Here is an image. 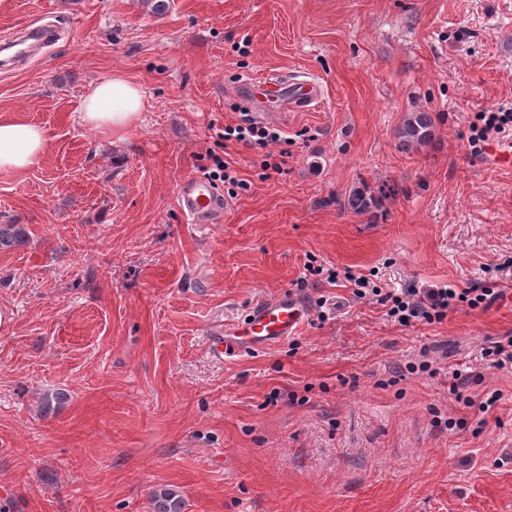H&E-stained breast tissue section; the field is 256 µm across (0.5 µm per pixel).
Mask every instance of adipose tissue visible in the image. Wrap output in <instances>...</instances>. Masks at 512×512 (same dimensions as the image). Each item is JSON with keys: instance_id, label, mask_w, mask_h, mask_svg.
<instances>
[{"instance_id": "adipose-tissue-1", "label": "adipose tissue", "mask_w": 512, "mask_h": 512, "mask_svg": "<svg viewBox=\"0 0 512 512\" xmlns=\"http://www.w3.org/2000/svg\"><path fill=\"white\" fill-rule=\"evenodd\" d=\"M147 99L140 85L115 74L97 84L82 104L83 122L96 130L120 132L141 112ZM45 129L35 123L0 122V171L22 172L47 150Z\"/></svg>"}]
</instances>
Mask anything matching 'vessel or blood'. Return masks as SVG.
Instances as JSON below:
<instances>
[{
    "label": "vessel or blood",
    "mask_w": 512,
    "mask_h": 512,
    "mask_svg": "<svg viewBox=\"0 0 512 512\" xmlns=\"http://www.w3.org/2000/svg\"><path fill=\"white\" fill-rule=\"evenodd\" d=\"M55 37L54 29L33 23L21 33L16 45L19 50L33 52ZM239 91L254 107L256 118L262 121L279 118L291 109L310 107L322 96L320 83L311 77L248 79L240 84ZM178 206L191 223L217 224L230 209L231 202L208 179L193 177L181 183ZM307 314L304 301L294 294L284 292L263 297L253 304L242 323L218 331L212 345L218 354L227 356L270 346L294 336Z\"/></svg>",
    "instance_id": "1"
}]
</instances>
